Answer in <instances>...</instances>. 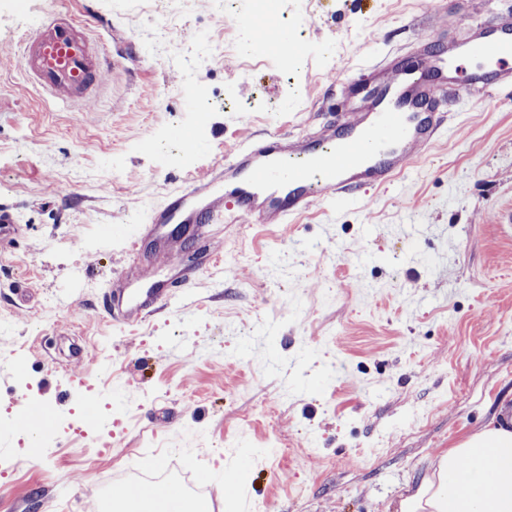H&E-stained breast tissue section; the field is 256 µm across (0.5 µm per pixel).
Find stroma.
<instances>
[{"mask_svg": "<svg viewBox=\"0 0 512 512\" xmlns=\"http://www.w3.org/2000/svg\"><path fill=\"white\" fill-rule=\"evenodd\" d=\"M0 0V418L112 420L36 446L0 438V512H100L151 461L235 469L213 512H399L463 436L512 407V94L448 92L436 143L354 207L228 224L220 262L138 325L76 319L110 288L147 210L242 139L342 123L359 61L444 46L512 0H288L295 80L243 50L247 0ZM112 55L85 112L27 83L12 46L57 13ZM192 135L188 156L152 144ZM88 356L73 359V347ZM278 442L284 453L269 456Z\"/></svg>", "mask_w": 512, "mask_h": 512, "instance_id": "35a3bbf8", "label": "stroma"}]
</instances>
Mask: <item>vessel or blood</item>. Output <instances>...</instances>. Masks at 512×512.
Returning a JSON list of instances; mask_svg holds the SVG:
<instances>
[{
    "label": "vessel or blood",
    "mask_w": 512,
    "mask_h": 512,
    "mask_svg": "<svg viewBox=\"0 0 512 512\" xmlns=\"http://www.w3.org/2000/svg\"><path fill=\"white\" fill-rule=\"evenodd\" d=\"M16 53L24 74L43 93L74 102L80 112L110 62L102 44L60 17L32 28ZM472 56L483 66L468 75L469 86H512V15L471 22L466 39L444 54L409 62L404 52H387L363 65L361 92L349 101L341 124L310 135L266 133L238 145L208 173L191 175L138 226L128 244L131 260L113 278L102 306L80 305L75 314L103 312L133 324L165 309L217 263L213 242L220 223L285 224L319 201L357 205L360 188L403 174L416 153L435 142L448 86L460 60ZM188 239L198 244L193 262L152 276L159 256L182 249Z\"/></svg>",
    "instance_id": "b4317fda"
}]
</instances>
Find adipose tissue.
I'll return each mask as SVG.
<instances>
[{"instance_id":"obj_1","label":"adipose tissue","mask_w":512,"mask_h":512,"mask_svg":"<svg viewBox=\"0 0 512 512\" xmlns=\"http://www.w3.org/2000/svg\"><path fill=\"white\" fill-rule=\"evenodd\" d=\"M399 512H512V426L493 423L462 438Z\"/></svg>"}]
</instances>
